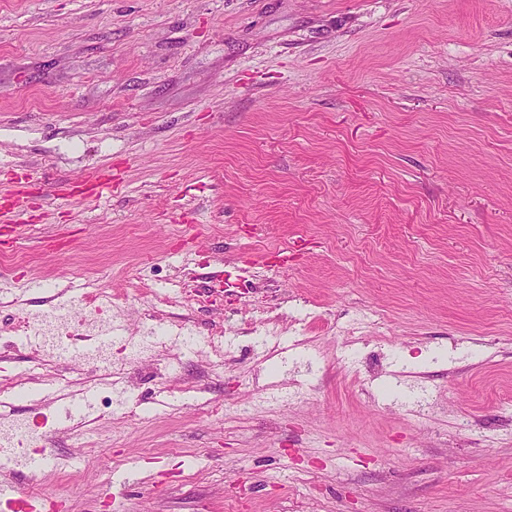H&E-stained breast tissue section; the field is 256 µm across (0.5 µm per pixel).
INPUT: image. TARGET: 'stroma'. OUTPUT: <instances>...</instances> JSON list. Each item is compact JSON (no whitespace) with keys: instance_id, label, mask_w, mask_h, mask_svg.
Masks as SVG:
<instances>
[{"instance_id":"1","label":"stroma","mask_w":512,"mask_h":512,"mask_svg":"<svg viewBox=\"0 0 512 512\" xmlns=\"http://www.w3.org/2000/svg\"><path fill=\"white\" fill-rule=\"evenodd\" d=\"M102 170L114 189L64 196ZM17 190L0 380L96 406L16 402L84 459L16 490L65 512H512V0H0ZM74 279L79 313L100 294L124 328L95 375L21 344ZM141 321L193 345L155 355ZM161 387L170 410H141Z\"/></svg>"}]
</instances>
